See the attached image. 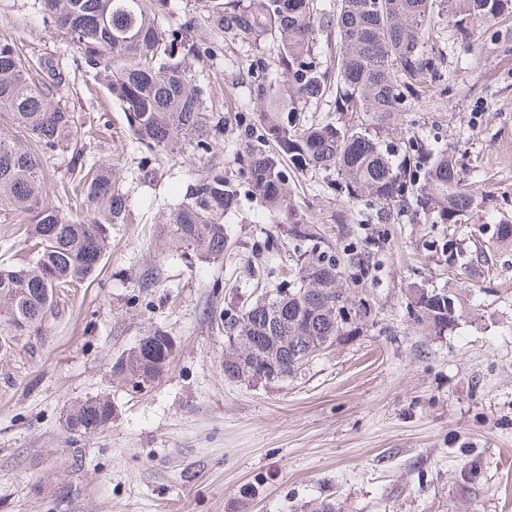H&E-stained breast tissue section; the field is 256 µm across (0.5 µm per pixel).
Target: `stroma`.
Masks as SVG:
<instances>
[{
	"label": "stroma",
	"instance_id": "obj_1",
	"mask_svg": "<svg viewBox=\"0 0 512 512\" xmlns=\"http://www.w3.org/2000/svg\"><path fill=\"white\" fill-rule=\"evenodd\" d=\"M34 0H0V32L32 58L75 48L46 24ZM499 43L461 49L449 75L412 101L398 130L453 150L481 198L469 217L476 239L512 221V18ZM258 50L223 41L195 64L196 83L221 114L251 115L248 66ZM76 123L93 131L91 159L109 162L132 221L110 229L95 278L58 290L41 325L0 335V512H512V246L494 250L490 287L463 293L465 317L442 336L409 320L403 291L457 282L426 246L438 226L381 224L299 179L293 204L339 252L385 236L367 292L377 327L344 336L284 382L224 376V337L213 312L275 288L287 276L286 216L249 195L226 217L223 263L168 248L160 227L199 163L145 153L104 83L70 72L62 91ZM49 204L71 219L96 211L70 189L71 156L43 158ZM153 172L138 177L140 162ZM275 240L271 271L245 261ZM32 257L18 216L0 209V265ZM176 343L165 373L144 391L112 375L115 361L150 329ZM106 396L114 415L92 436L72 433L73 405Z\"/></svg>",
	"mask_w": 512,
	"mask_h": 512
}]
</instances>
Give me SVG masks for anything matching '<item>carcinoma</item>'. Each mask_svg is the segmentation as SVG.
<instances>
[{"mask_svg":"<svg viewBox=\"0 0 512 512\" xmlns=\"http://www.w3.org/2000/svg\"><path fill=\"white\" fill-rule=\"evenodd\" d=\"M162 0H43L47 19L79 50L75 68L103 81L126 113L130 132L150 152L189 150L206 160L182 200L162 222L161 237L204 263L224 262V219L240 209L235 181L212 160L221 146L224 120L207 105V91L193 83L191 67L218 52L219 43L196 39L191 25L161 28ZM206 23L234 42L272 48L251 67L257 111L249 138L239 148L238 174L261 207L293 215L288 172L321 175L354 203L387 222L403 213L443 225L442 252L457 276L488 264L486 246L461 242L471 230L466 217L477 205L456 159L446 149L425 147L414 135L385 142L384 133L442 77L448 54L434 52L441 32L432 23L446 11L454 30L446 48L464 42L468 24L498 36L494 27L512 17V0H205ZM336 28L338 57L317 53L320 32ZM60 60H30L13 38L0 35V117L21 133L0 137V208L24 216L34 259L0 267V326L22 334L51 308L57 289L73 287L98 269L112 242L109 226L125 224L127 196L104 163L91 165L76 188L102 220L75 222L45 202L42 154L69 152L83 161L87 142L70 108L56 100L66 84ZM335 93V116L309 119L306 110ZM288 160V168L282 161ZM289 237L297 277L275 292L212 316L224 340V377L252 382L286 381L303 370L295 347L322 339L355 336L368 326L372 304L359 283L370 274L369 253L349 246L336 254L322 249L313 225L292 221ZM460 302L445 288H412L406 314L440 336L459 319ZM167 332L151 329L142 341L172 354ZM108 404L92 398L67 415L69 430L93 435L105 427Z\"/></svg>","mask_w":512,"mask_h":512,"instance_id":"1","label":"carcinoma"}]
</instances>
